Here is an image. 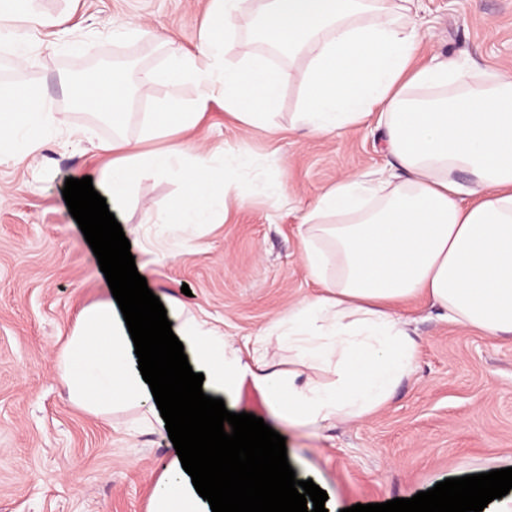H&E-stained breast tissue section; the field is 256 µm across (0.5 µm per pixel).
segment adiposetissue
<instances>
[{
    "label": "adipose tissue",
    "mask_w": 512,
    "mask_h": 512,
    "mask_svg": "<svg viewBox=\"0 0 512 512\" xmlns=\"http://www.w3.org/2000/svg\"><path fill=\"white\" fill-rule=\"evenodd\" d=\"M250 13L262 24L229 57L233 21ZM415 0H210L198 52L172 46L163 72H144L139 89L158 77L201 85L187 104L171 97L153 105L142 133H123L131 95L113 69L77 83L68 96L106 116L110 156L93 181L113 214L146 174L187 182L169 215L145 211L130 244L157 266L220 224L230 190L252 166L247 146L221 165L191 148L187 136L205 115L211 90L246 127H261L291 72L283 58L309 60L296 122L332 133L369 122L384 129L390 168L336 181L299 227L302 262L319 285L256 336L231 341L223 327L171 294L161 295L173 333L184 346L202 390L214 398L252 390L279 420L317 434L376 413L413 373L418 344L400 312L424 298L442 319L490 336L512 335V74L480 72L466 60L422 63ZM35 0H0V30L15 38L17 62L32 44L29 31L60 25ZM61 123L42 92L0 83V164L37 156L43 135ZM160 149H147L150 141ZM466 173L468 182L457 180ZM287 351V360L270 347ZM54 373L80 411L111 421L132 412L125 432L167 437L165 422L113 296L82 307L54 358ZM149 512H212L178 455H171L150 492Z\"/></svg>",
    "instance_id": "ef3b65f1"
}]
</instances>
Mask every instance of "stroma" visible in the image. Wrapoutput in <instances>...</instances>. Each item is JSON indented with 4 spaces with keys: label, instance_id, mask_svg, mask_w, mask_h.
<instances>
[{
    "label": "stroma",
    "instance_id": "1",
    "mask_svg": "<svg viewBox=\"0 0 512 512\" xmlns=\"http://www.w3.org/2000/svg\"><path fill=\"white\" fill-rule=\"evenodd\" d=\"M209 0H37L38 10L65 17L63 26L32 32L31 57L16 63L0 48V82L41 89L63 101L57 83L111 58L129 84L160 72L169 43L200 44ZM418 56H451L485 71L512 69V0H420ZM138 29L135 37L127 29ZM307 58L271 115V130L244 127L210 101L194 132L215 162L248 142L254 164L229 206L191 247L160 267L151 287L180 294L224 324L234 340L258 333L316 286L301 259L298 227L323 191L351 172L390 163L385 133L350 127L313 134L292 125L306 83ZM62 131L45 134L34 159L0 164V512H148L150 490L168 462V443L153 434L126 439L128 415L103 423L75 409L53 371V356L82 306L104 297L78 225L62 196L75 174L96 176V146L112 125L82 111L61 113ZM79 127L82 139H66ZM285 181L291 205L264 195L265 182ZM184 184L168 175L133 186L120 224L132 229L150 207L167 210ZM419 343L416 371L377 414L314 436L279 424L249 393L227 410L262 417L286 439L297 479L313 480L327 512L356 504L410 498L448 478L512 467V337H492L441 320L427 303L403 307Z\"/></svg>",
    "mask_w": 512,
    "mask_h": 512
}]
</instances>
